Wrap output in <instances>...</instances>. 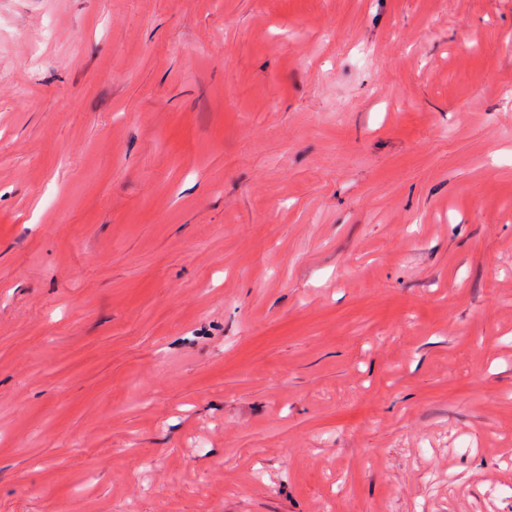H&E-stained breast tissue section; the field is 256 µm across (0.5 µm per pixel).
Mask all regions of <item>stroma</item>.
<instances>
[{
    "label": "stroma",
    "instance_id": "1",
    "mask_svg": "<svg viewBox=\"0 0 512 512\" xmlns=\"http://www.w3.org/2000/svg\"><path fill=\"white\" fill-rule=\"evenodd\" d=\"M0 512H512V0H0Z\"/></svg>",
    "mask_w": 512,
    "mask_h": 512
}]
</instances>
